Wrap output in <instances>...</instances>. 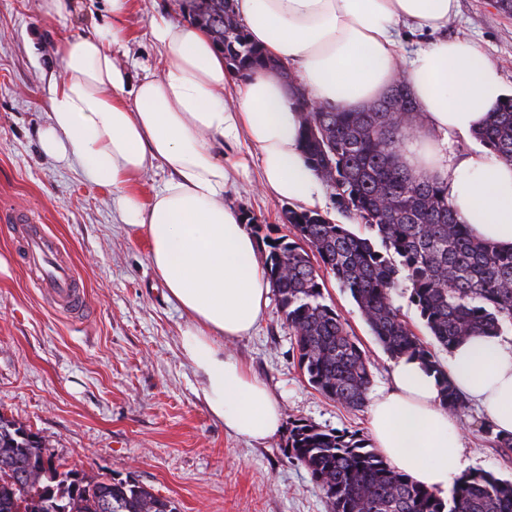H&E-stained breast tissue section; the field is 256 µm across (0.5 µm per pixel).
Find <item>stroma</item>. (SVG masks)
Wrapping results in <instances>:
<instances>
[{"label":"stroma","mask_w":512,"mask_h":512,"mask_svg":"<svg viewBox=\"0 0 512 512\" xmlns=\"http://www.w3.org/2000/svg\"><path fill=\"white\" fill-rule=\"evenodd\" d=\"M138 2L131 32L115 50L135 80L157 70L151 19L185 17L182 0ZM39 3L0 0V208L28 215L59 244L90 313L56 311L20 257L14 225L0 223V415L35 433L63 469L134 477L173 499L178 512H329L307 470L286 456L287 431L248 441L210 415L180 346L186 318L166 300L146 240L118 224L105 189L42 151L58 36L94 34L105 18L89 0H73L61 18L43 16ZM444 35L471 38L512 86V14L497 0H458ZM225 200L254 223L288 233L289 202L257 191L254 180L236 178ZM325 285L328 304L373 362L372 391L387 387L391 356L349 293L334 279ZM225 349L279 398L284 422L367 434L368 408H344L309 385L277 299L252 335ZM456 418L471 469L512 480V453L481 432L476 406Z\"/></svg>","instance_id":"35a3bbf8"}]
</instances>
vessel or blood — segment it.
<instances>
[{
  "mask_svg": "<svg viewBox=\"0 0 512 512\" xmlns=\"http://www.w3.org/2000/svg\"><path fill=\"white\" fill-rule=\"evenodd\" d=\"M0 221L16 225L27 265L39 272L42 287L47 288L63 312L72 316L84 314L88 307L86 293L80 290L72 267L60 259L55 243L40 226L25 222L23 216L14 213L0 215Z\"/></svg>",
  "mask_w": 512,
  "mask_h": 512,
  "instance_id": "1",
  "label": "vessel or blood"
}]
</instances>
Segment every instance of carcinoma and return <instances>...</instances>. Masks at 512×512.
Here are the masks:
<instances>
[{"label":"carcinoma","instance_id":"cac0c4a2","mask_svg":"<svg viewBox=\"0 0 512 512\" xmlns=\"http://www.w3.org/2000/svg\"><path fill=\"white\" fill-rule=\"evenodd\" d=\"M183 11L211 37L234 76L277 69L253 43L232 0H182ZM416 109L399 89L365 112L321 106L304 113L300 140L308 167L327 181L337 213L352 225L312 210L288 211L292 235L264 233L265 269L295 336L298 363L324 397L356 409L372 385L371 361L326 302L324 276L334 278L358 306L373 336L394 358H414L437 377L442 404L461 412L467 402L448 371L403 318L393 295L409 294L430 336L444 349L470 337L500 336L512 327V251L476 240L458 222L446 187L403 169L397 146L406 131L394 109ZM479 144L512 162V97L490 113ZM0 432V512H178L133 477L85 479L72 491L73 471L42 467L40 441ZM288 458L310 473L329 512H512V481L485 470L456 478L450 495L393 470L357 432L291 423ZM54 487L56 497L44 498Z\"/></svg>","mask_w":512,"mask_h":512}]
</instances>
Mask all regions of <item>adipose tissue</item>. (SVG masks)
I'll return each mask as SVG.
<instances>
[{
    "mask_svg": "<svg viewBox=\"0 0 512 512\" xmlns=\"http://www.w3.org/2000/svg\"><path fill=\"white\" fill-rule=\"evenodd\" d=\"M103 3L110 17L105 26L60 43L61 73L49 83L41 146L108 188L119 222L147 240L168 302L188 317L182 353L210 414L228 432L270 439L282 427V408L224 352L226 341L256 329L271 289L254 237L224 201L248 159H229L224 148L244 141L256 149L264 192L308 207L322 204L324 183L300 146L298 95L357 111L404 79L421 126L406 131L402 163L446 185L457 220L475 239L512 248V164L485 151L454 150L507 96L496 65L468 39H440L407 57L398 51L400 27L440 31L456 16L458 0H234L251 39L299 81L290 85L277 71L258 70L238 83L230 104L223 55L204 30L180 20L153 23L160 72L129 84L112 49L127 37L132 0ZM158 167L167 180L141 199L137 181ZM448 374L495 431L512 433L511 341H463L448 355ZM369 434L394 470L440 495L464 467L458 421L419 360L393 362L391 387L370 406Z\"/></svg>",
    "mask_w": 512,
    "mask_h": 512,
    "instance_id": "1",
    "label": "adipose tissue"
}]
</instances>
